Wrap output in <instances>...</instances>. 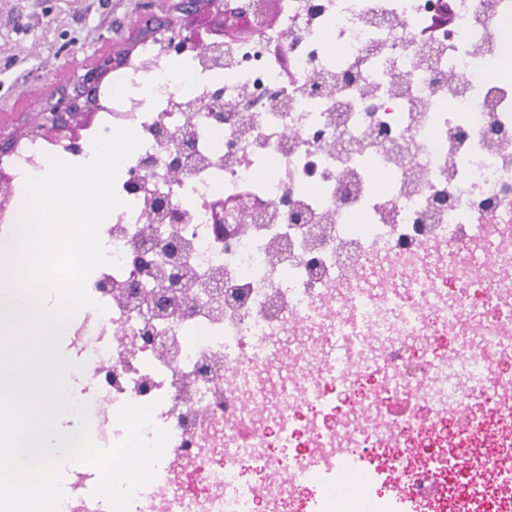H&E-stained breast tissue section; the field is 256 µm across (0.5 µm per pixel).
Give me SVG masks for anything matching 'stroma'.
Wrapping results in <instances>:
<instances>
[{"mask_svg":"<svg viewBox=\"0 0 512 512\" xmlns=\"http://www.w3.org/2000/svg\"><path fill=\"white\" fill-rule=\"evenodd\" d=\"M139 0H0V122L56 100L108 48L125 42Z\"/></svg>","mask_w":512,"mask_h":512,"instance_id":"1","label":"stroma"}]
</instances>
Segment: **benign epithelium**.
Segmentation results:
<instances>
[{
    "instance_id": "benign-epithelium-1",
    "label": "benign epithelium",
    "mask_w": 512,
    "mask_h": 512,
    "mask_svg": "<svg viewBox=\"0 0 512 512\" xmlns=\"http://www.w3.org/2000/svg\"><path fill=\"white\" fill-rule=\"evenodd\" d=\"M177 16L154 12L153 0H145L144 13L134 36L122 47L99 56L80 75L72 92H63L59 98L32 113L22 126L7 132L0 126V157L7 156L16 147L20 133L41 135L56 133L60 139L73 144L79 139L84 119L94 107L97 89L114 69L125 66L133 51L145 40L160 34L167 36L173 46L193 45L211 66L222 68L229 64L224 55L227 43L244 37H256L274 31L282 15V0H177ZM259 207L245 197L219 201L213 205L216 224H227L229 219L253 217ZM173 267L169 288L149 305L150 315L159 319L176 306L182 274L188 269L184 263L186 249L170 246Z\"/></svg>"
}]
</instances>
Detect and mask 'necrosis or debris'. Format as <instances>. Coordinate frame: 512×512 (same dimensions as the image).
Here are the masks:
<instances>
[{
	"mask_svg": "<svg viewBox=\"0 0 512 512\" xmlns=\"http://www.w3.org/2000/svg\"><path fill=\"white\" fill-rule=\"evenodd\" d=\"M438 5L283 0L279 30L231 44L223 70L193 47L173 64L167 41L145 42L80 147L31 142L8 158L18 185L49 154L86 162L110 128L141 140L117 179L123 205L99 229L119 264L93 278L112 289L89 288L93 306L65 333L99 446L124 439L127 402L152 405L146 438L170 434L131 512H394L383 494L354 501L326 483L368 484L346 467L353 453L423 512H479L485 490H460L451 471L512 458V0H454L452 24L423 44ZM283 39L292 86L266 49ZM220 101L238 106L234 120ZM186 128L199 162L174 178ZM246 190L275 218L224 235L210 205ZM157 199L174 222L153 223ZM294 206L309 223L287 221ZM318 224L331 237L313 259ZM178 239L197 303L161 322L177 343L167 356L134 343L144 318L122 291L161 281L159 245ZM416 448L427 460L408 464ZM99 478L74 464L58 512H110Z\"/></svg>",
	"mask_w": 512,
	"mask_h": 512,
	"instance_id": "obj_1",
	"label": "necrosis or debris"
}]
</instances>
